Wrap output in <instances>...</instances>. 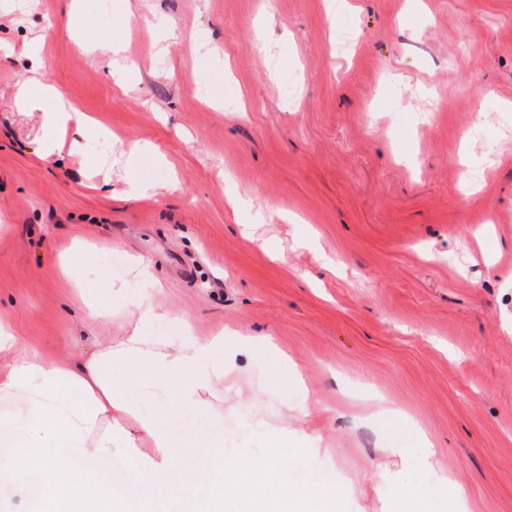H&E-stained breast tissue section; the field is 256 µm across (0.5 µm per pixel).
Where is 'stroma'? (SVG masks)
<instances>
[{
  "instance_id": "1",
  "label": "stroma",
  "mask_w": 512,
  "mask_h": 512,
  "mask_svg": "<svg viewBox=\"0 0 512 512\" xmlns=\"http://www.w3.org/2000/svg\"><path fill=\"white\" fill-rule=\"evenodd\" d=\"M0 43V319L27 347L77 364L126 333L87 302H151L146 335L224 338L197 432L225 460L287 441L283 481L325 473L337 512H512V0H0ZM33 72L99 122L85 150L41 154Z\"/></svg>"
}]
</instances>
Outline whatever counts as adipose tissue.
Wrapping results in <instances>:
<instances>
[{
  "label": "adipose tissue",
  "instance_id": "ef3b65f1",
  "mask_svg": "<svg viewBox=\"0 0 512 512\" xmlns=\"http://www.w3.org/2000/svg\"><path fill=\"white\" fill-rule=\"evenodd\" d=\"M16 97L42 114L55 131L74 120L63 97L37 75L25 77ZM152 305L128 316L129 332L98 345L79 364L51 366L22 350L18 337L0 323V353L12 361L0 371L1 395H26L27 416L0 424V483L22 481L34 493L21 512H288L290 501L320 512L321 485L288 490L281 484L283 453L263 464L249 459L225 461L222 442L205 435L178 441L172 427L187 412L209 415L207 400L231 374L213 354L223 339H187L172 346L144 336V326L159 320ZM164 382L167 406L142 415L129 398L132 384ZM145 443L148 464L129 460V479L101 486L81 472L82 459L111 456L114 446Z\"/></svg>",
  "mask_w": 512,
  "mask_h": 512
}]
</instances>
